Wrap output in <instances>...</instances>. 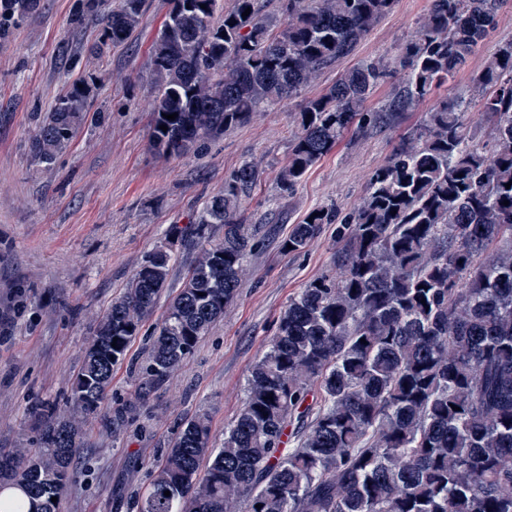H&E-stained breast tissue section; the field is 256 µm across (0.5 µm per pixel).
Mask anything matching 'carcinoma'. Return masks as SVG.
<instances>
[{
  "label": "carcinoma",
  "mask_w": 512,
  "mask_h": 512,
  "mask_svg": "<svg viewBox=\"0 0 512 512\" xmlns=\"http://www.w3.org/2000/svg\"><path fill=\"white\" fill-rule=\"evenodd\" d=\"M501 3L431 0L418 34L400 48L401 81L382 109L366 106L387 74L380 59L308 100L280 189L292 191L346 135L434 96L489 36ZM393 4L233 0L226 9L224 0H170L151 44L154 149L180 157L297 97ZM39 5L0 0V37ZM145 9L146 0H82L73 21L101 15L102 57L129 41ZM90 96L85 84L55 99L32 140L37 163L51 165L69 147ZM472 109L488 125L483 144L467 121ZM259 175L256 162L244 161L187 227L201 239L216 224L224 235L202 247L169 302L140 370L144 389L170 380L224 317L255 245L241 207ZM510 181L507 41L472 77L469 94L439 98L399 139L354 211L320 208L294 225L284 241L294 252L321 225H336L338 273L290 298L221 447L206 416L180 424L139 512H512ZM171 248L148 255L95 321L72 386L74 411L35 402L41 447L0 454V512H61L80 416L101 407L112 368L167 287Z\"/></svg>",
  "instance_id": "carcinoma-1"
}]
</instances>
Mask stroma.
I'll use <instances>...</instances> for the list:
<instances>
[{
  "label": "stroma",
  "mask_w": 512,
  "mask_h": 512,
  "mask_svg": "<svg viewBox=\"0 0 512 512\" xmlns=\"http://www.w3.org/2000/svg\"><path fill=\"white\" fill-rule=\"evenodd\" d=\"M78 5L41 0L35 13L0 39V306L16 307L13 318L0 323V453L36 447L32 404L66 403L95 319L150 253L172 244L168 286L143 319L126 360L113 368L106 402L86 418L62 498V512H137L150 472L181 422L206 415L213 441L223 443L250 368L290 298L313 279L335 274V225H324L305 249L290 253L282 244L294 224L317 206L352 211L371 172L433 105L425 100L389 125L345 137L285 193L276 175L288 159L304 101L324 93L346 70L376 59L392 72L367 105L377 108L390 99L401 76L395 67L399 48L416 35L430 0H396L355 51L325 69L301 97L224 132L201 150L171 158L151 149L147 110L150 46L169 0H147L132 39L102 59L94 54L101 18L90 15L73 26ZM509 40L512 0H504L494 30L452 79L454 91H466L473 72ZM91 80L96 87L87 122L54 164L36 163L31 142L38 117L73 85ZM248 159L261 168L253 195L242 205L257 235L249 271L186 365L139 397L138 368L149 338L203 244L172 229L189 224ZM119 411L122 421L113 422Z\"/></svg>",
  "instance_id": "1"
}]
</instances>
